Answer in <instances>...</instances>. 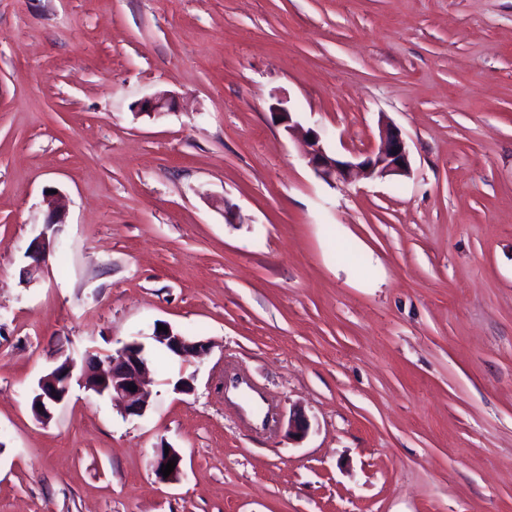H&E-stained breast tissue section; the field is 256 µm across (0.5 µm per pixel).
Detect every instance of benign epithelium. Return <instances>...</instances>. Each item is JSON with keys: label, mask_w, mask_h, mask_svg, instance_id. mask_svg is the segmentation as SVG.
<instances>
[{"label": "benign epithelium", "mask_w": 512, "mask_h": 512, "mask_svg": "<svg viewBox=\"0 0 512 512\" xmlns=\"http://www.w3.org/2000/svg\"><path fill=\"white\" fill-rule=\"evenodd\" d=\"M170 106L168 95L159 93L141 101L137 108L141 113L152 114ZM307 134L312 136L308 140L309 165L315 176L329 185L349 182L360 174L383 178L410 173L406 142L401 131L387 121L381 122L379 126L377 148L366 153L359 162L341 159L328 152L317 131L311 129ZM152 338L174 357L182 358L204 351L203 342L191 341L171 328L166 332L155 331ZM150 383L144 345L139 342L125 343L104 357L86 353L80 366L73 358L66 357V360L38 381L31 398V410L37 420H50L53 407L61 403L76 384L96 395L112 398L123 406L128 415L142 416L150 403ZM131 386L136 387V390H129ZM173 459L176 460V467L169 476H163L160 473L161 467ZM151 467L156 479L176 481L183 471V456L175 448L160 447L155 451Z\"/></svg>", "instance_id": "benign-epithelium-1"}]
</instances>
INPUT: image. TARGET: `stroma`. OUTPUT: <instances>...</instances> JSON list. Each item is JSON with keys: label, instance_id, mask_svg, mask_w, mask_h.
I'll list each match as a JSON object with an SVG mask.
<instances>
[{"label": "stroma", "instance_id": "35a3bbf8", "mask_svg": "<svg viewBox=\"0 0 512 512\" xmlns=\"http://www.w3.org/2000/svg\"><path fill=\"white\" fill-rule=\"evenodd\" d=\"M383 119L409 175H314ZM133 340L144 416L35 419ZM0 512H512V0H0ZM167 326L168 332L158 331V325L152 335L153 340L163 346L171 356L182 358L188 355L198 354L204 351V343L201 341H191L178 331ZM144 349L139 342L125 343L113 349L112 356L104 355V358L101 357L103 353L94 355L89 351L78 372L77 362L66 356L64 362L38 381L31 398L35 418L41 422L50 420L53 407L69 395L74 383L96 395L112 398L123 406L127 415L143 416L151 397L148 358ZM90 361L97 365V370L89 368ZM129 386H136V391L129 390ZM168 448V456H165V447L156 448L154 458L151 462L152 471L156 479H158L159 481H176L179 479V476L183 471V456L176 448ZM173 457H176V461H174L176 462V467L168 477H164L163 473H160L161 467L165 466L168 463V461H173Z\"/></svg>", "mask_w": 512, "mask_h": 512}]
</instances>
